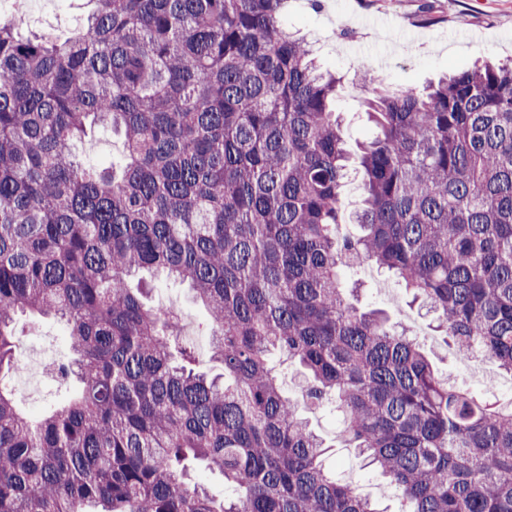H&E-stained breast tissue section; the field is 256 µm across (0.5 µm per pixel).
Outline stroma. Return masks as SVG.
<instances>
[{"label":"stroma","mask_w":512,"mask_h":512,"mask_svg":"<svg viewBox=\"0 0 512 512\" xmlns=\"http://www.w3.org/2000/svg\"><path fill=\"white\" fill-rule=\"evenodd\" d=\"M47 9L49 18L27 23L24 35L69 36L92 5L90 0H52ZM288 26L312 42L325 68L340 75L333 105L342 114L345 138L352 147L372 134L365 101L371 97L373 87L357 79L369 59L383 60L379 75L385 86L392 89L423 87L430 80L469 67L481 58L512 63V0H320L316 10L310 8L307 0H290ZM75 151L87 158L89 164L107 166L121 158L123 139L101 129L94 137L78 141ZM346 280L361 285L355 299L358 306L382 309L394 320L413 327L439 373L476 393L493 395L499 402L512 401V375L487 359L483 362L485 378L470 379L462 362L454 359L446 337L436 331L433 316L411 303L396 278L375 267H362L348 271ZM131 285L143 289L148 305L160 307L165 302H174L183 313L180 343L198 351L200 369L221 373L220 363L206 352V311L188 285L147 274L133 279ZM14 329L25 345L52 346L53 354L44 361V368L54 367L70 354L64 327L55 319L20 315L15 319ZM309 420L328 446L324 468L358 487L363 495L380 500L385 512H398L400 503L392 489L365 465L354 449L345 446L336 416L315 412Z\"/></svg>","instance_id":"stroma-1"}]
</instances>
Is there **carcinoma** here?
<instances>
[{"label": "carcinoma", "instance_id": "cac0c4a2", "mask_svg": "<svg viewBox=\"0 0 512 512\" xmlns=\"http://www.w3.org/2000/svg\"><path fill=\"white\" fill-rule=\"evenodd\" d=\"M92 2L63 41L0 20V512H380L324 469L309 408L342 415L402 512H512V402L448 382L341 279L391 272L456 357L512 374V66L374 91L361 233L339 236L341 78L288 0ZM94 126L121 132L120 166L76 158ZM142 270L189 283L224 373L173 345ZM19 313L63 322L73 354L53 373L75 394L39 417L4 382ZM280 382L282 389L288 396L297 398L305 385L304 370L297 365L286 362L281 366Z\"/></svg>", "mask_w": 512, "mask_h": 512}]
</instances>
